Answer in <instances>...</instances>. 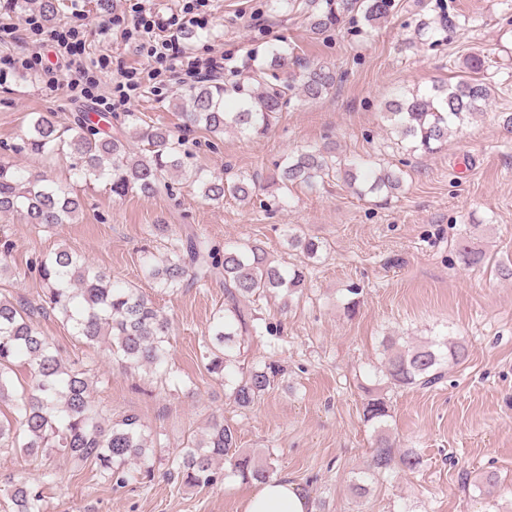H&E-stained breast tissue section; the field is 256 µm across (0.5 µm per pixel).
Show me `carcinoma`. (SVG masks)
<instances>
[{
    "label": "carcinoma",
    "instance_id": "cac0c4a2",
    "mask_svg": "<svg viewBox=\"0 0 512 512\" xmlns=\"http://www.w3.org/2000/svg\"><path fill=\"white\" fill-rule=\"evenodd\" d=\"M60 0H3V9L18 13L35 11L49 26L59 17ZM395 10V0H323L308 15L310 30L322 34L339 26L349 14H359L370 25L379 24ZM457 22L449 17L423 19L418 35L437 30L452 31ZM470 75L454 83L413 91L386 105V118L416 150L432 152L448 141V133L484 112L491 87L476 77L483 69L477 55L467 57ZM288 67V54L273 49L265 65L243 82L212 81L191 87L174 97L173 107L182 119L183 131L202 128L215 137L228 130L262 136L272 128L280 112L292 100H317L336 84V71L323 64L300 66L299 72L281 80L276 72ZM18 155L45 157L66 155L71 159L75 181L101 182L112 194L136 191L152 196L173 192L172 179L180 177L197 185L202 196L219 203L229 196L249 203L264 191L263 207L276 209L294 188L313 191L340 177L360 196L375 195L386 201L403 185V173L381 169L364 176L356 164L345 165L328 148L298 149L276 167L271 181L257 187L253 175L231 180L190 164L185 138L167 128L135 125L132 133L112 135L88 115L61 125L50 113L33 117L22 142L13 146ZM80 199L45 177L30 176L13 162H0V214H18L35 229H52L76 218ZM288 245L307 259L319 256L321 242L288 231ZM456 251L465 264L489 260L486 250L472 235L457 242ZM145 276L155 287L175 293L188 284L220 279L224 284V308L213 318L203 351L206 369L224 381L225 395L240 408H250L284 377L277 359L258 366L243 360L241 345L253 336H278L281 323L266 317L257 301L280 300L288 309L304 288L300 269L285 270L268 257L257 243H226L224 247L194 232L178 239L170 255L158 259L146 250L142 257ZM43 289L38 302L0 295V404L10 406L0 418V453L21 451L46 460L67 458L76 468L94 467L116 487H124L141 472L149 478L154 463L164 466L163 477L193 488L214 487L226 479L245 483L266 480L275 472V458L258 459L238 449V431L211 419L206 433L190 435L182 448L167 456L163 446L147 434L134 413L112 417V409L93 396L95 374L73 368L59 349L37 327V317L56 312L74 335L99 347L106 358L124 368H140L163 378L170 374V320L155 308L140 289L112 278L66 249L29 262ZM381 361L376 375L389 388H428L443 379L450 365L468 357L466 345L448 335L432 336L419 343L401 336L382 337ZM29 366L32 380L17 391L14 368ZM363 416L376 433L370 463L374 474L414 471L421 456L413 449L394 448L386 426L390 417L386 398L367 388ZM56 474L45 469L42 479L0 481L10 512H46L42 483Z\"/></svg>",
    "mask_w": 512,
    "mask_h": 512
}]
</instances>
